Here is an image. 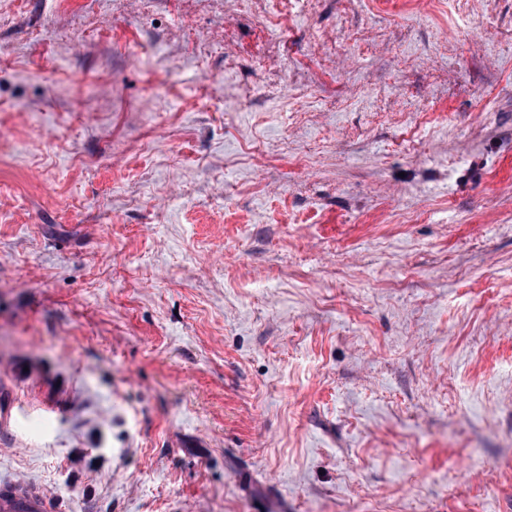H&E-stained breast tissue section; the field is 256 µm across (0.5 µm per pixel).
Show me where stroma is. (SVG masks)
<instances>
[{
	"label": "stroma",
	"instance_id": "stroma-1",
	"mask_svg": "<svg viewBox=\"0 0 512 512\" xmlns=\"http://www.w3.org/2000/svg\"><path fill=\"white\" fill-rule=\"evenodd\" d=\"M0 0V485L53 512H512V0Z\"/></svg>",
	"mask_w": 512,
	"mask_h": 512
}]
</instances>
